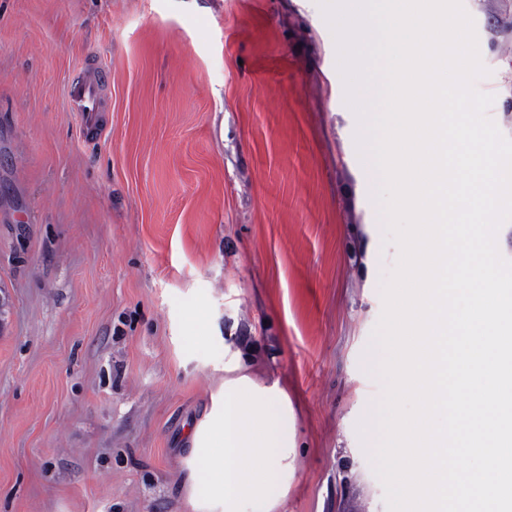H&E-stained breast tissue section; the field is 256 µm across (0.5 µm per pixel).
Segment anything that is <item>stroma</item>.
Here are the masks:
<instances>
[{
    "label": "stroma",
    "mask_w": 512,
    "mask_h": 512,
    "mask_svg": "<svg viewBox=\"0 0 512 512\" xmlns=\"http://www.w3.org/2000/svg\"><path fill=\"white\" fill-rule=\"evenodd\" d=\"M462 6L512 138V0ZM356 130L316 0H0V512H195L228 346L295 410L278 512H387L356 424L399 250ZM108 98L109 80L103 68L78 78L67 88L70 110L80 113L86 125L98 121L101 112H106Z\"/></svg>",
    "instance_id": "1"
}]
</instances>
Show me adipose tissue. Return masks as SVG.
Returning <instances> with one entry per match:
<instances>
[{"label": "adipose tissue", "mask_w": 512, "mask_h": 512, "mask_svg": "<svg viewBox=\"0 0 512 512\" xmlns=\"http://www.w3.org/2000/svg\"><path fill=\"white\" fill-rule=\"evenodd\" d=\"M224 363V396L195 429L191 490L204 512H275L288 493V458L296 448L287 394Z\"/></svg>", "instance_id": "obj_1"}]
</instances>
